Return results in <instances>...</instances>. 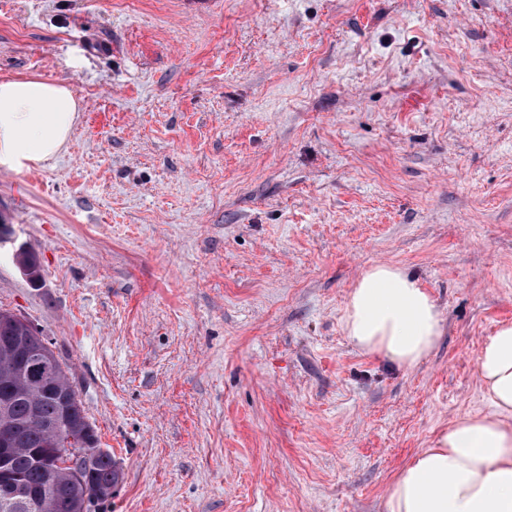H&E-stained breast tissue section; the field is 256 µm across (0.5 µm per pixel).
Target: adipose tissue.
<instances>
[{"label": "adipose tissue", "instance_id": "1", "mask_svg": "<svg viewBox=\"0 0 512 512\" xmlns=\"http://www.w3.org/2000/svg\"><path fill=\"white\" fill-rule=\"evenodd\" d=\"M79 117L66 84L0 79V167L55 159ZM343 329L358 350L408 370L434 349L442 318L418 277L378 263L350 289ZM476 369L490 412L458 416L418 453L390 484L385 512H512V324L487 338Z\"/></svg>", "mask_w": 512, "mask_h": 512}]
</instances>
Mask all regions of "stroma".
Listing matches in <instances>:
<instances>
[{"mask_svg":"<svg viewBox=\"0 0 512 512\" xmlns=\"http://www.w3.org/2000/svg\"><path fill=\"white\" fill-rule=\"evenodd\" d=\"M70 86L0 168V308L123 480L101 512H384L512 324V0H0V79ZM37 254L43 280L17 266ZM444 319L409 371L342 329L371 266Z\"/></svg>","mask_w":512,"mask_h":512,"instance_id":"35a3bbf8","label":"stroma"}]
</instances>
